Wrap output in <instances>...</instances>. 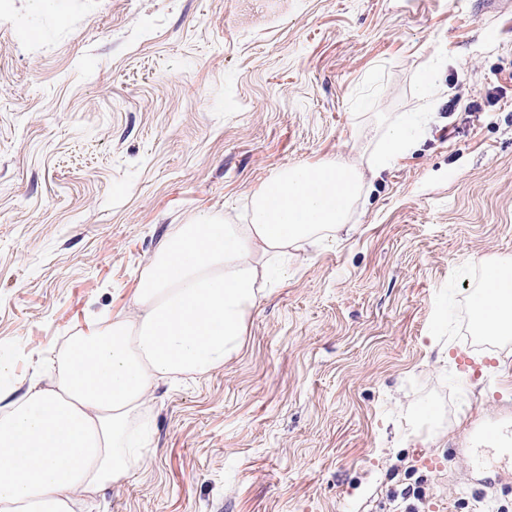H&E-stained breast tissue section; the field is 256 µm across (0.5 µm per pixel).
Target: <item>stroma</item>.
Returning <instances> with one entry per match:
<instances>
[{
    "label": "stroma",
    "instance_id": "obj_1",
    "mask_svg": "<svg viewBox=\"0 0 512 512\" xmlns=\"http://www.w3.org/2000/svg\"><path fill=\"white\" fill-rule=\"evenodd\" d=\"M413 148L300 255L223 369L153 404L92 512H512V339L470 297L512 264V0H11L0 9V350L27 389L127 312L174 225L245 223L283 166ZM493 361L465 380L464 358ZM410 145L411 139L406 128L401 124L391 126L377 142L372 162L368 165L370 174H379L393 158L403 153Z\"/></svg>",
    "mask_w": 512,
    "mask_h": 512
}]
</instances>
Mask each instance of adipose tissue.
Segmentation results:
<instances>
[{
  "label": "adipose tissue",
  "instance_id": "1",
  "mask_svg": "<svg viewBox=\"0 0 512 512\" xmlns=\"http://www.w3.org/2000/svg\"><path fill=\"white\" fill-rule=\"evenodd\" d=\"M411 144L403 125L378 140L367 170L290 165L251 195L247 223L216 214L175 225L139 275L125 314L101 316L41 365L27 392L0 388V512H76L144 464L158 389L223 368L290 250L351 234L367 175ZM477 334L512 335V267L491 266L472 296Z\"/></svg>",
  "mask_w": 512,
  "mask_h": 512
}]
</instances>
